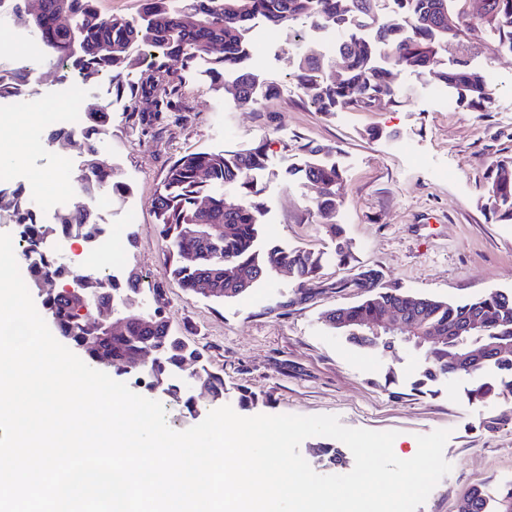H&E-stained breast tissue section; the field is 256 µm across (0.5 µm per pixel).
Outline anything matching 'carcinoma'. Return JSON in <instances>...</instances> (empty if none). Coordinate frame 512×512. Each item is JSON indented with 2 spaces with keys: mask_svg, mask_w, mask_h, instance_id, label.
<instances>
[{
  "mask_svg": "<svg viewBox=\"0 0 512 512\" xmlns=\"http://www.w3.org/2000/svg\"><path fill=\"white\" fill-rule=\"evenodd\" d=\"M35 25L48 63L64 79H81L85 85L102 80L112 84L116 96L130 99L154 97V119L163 112L179 111L182 88L180 75L167 68L166 59L176 57L188 65L208 59L213 80L222 82L228 72L235 74L231 86L237 101L256 104L270 96L273 88L244 66L250 57L249 33L261 21L272 29L302 21L312 31L342 34L336 53L344 69L334 80L320 76L321 60L312 48L299 63L297 82L303 95L321 111L333 113L352 107L358 92L370 104L391 102L399 94L396 71L410 68L429 75L457 92V102L481 109L492 98V84L480 70L460 58L451 67L438 68L441 52L463 43L478 45L484 29L499 33L500 41L512 48V0H390L391 19L380 22L370 34L367 21L375 20L378 0H142L139 17L104 15L98 0H39ZM141 69L138 84L126 81L134 69ZM24 60L0 64V98L12 97L29 74ZM85 128L79 148L84 169L78 175L82 194L109 190L120 199L125 186L114 170H106L98 159L100 136L109 133L112 114L85 113ZM308 159L290 164L286 173L298 175L314 185L317 195L312 210L327 217L340 204L339 189L344 171L323 159L328 150L306 145ZM266 144L235 152L206 151L184 154L169 165L159 192L153 199L158 233L166 244L169 274L180 286L202 294L203 284L218 289L217 298L239 297L282 266L303 288L319 279L322 256L303 249H257L263 203L254 190V175L265 170ZM512 157L499 161L488 174L484 206L500 221L512 224ZM36 194L19 185L0 184V222L11 224L21 241V255L29 260L28 284L46 278L55 288L41 297L58 336L80 351L92 363L105 368L125 367L140 349L153 346L160 355L146 371L130 374L136 385H144L183 404L187 414H200L196 396L204 394L213 404H224V376L202 364L200 350L170 331L161 305L160 286L153 288L156 307L140 319L126 323L123 332L107 335L98 312L102 307L117 310L135 302L141 273L130 269L116 278L99 268L77 279L69 264L48 251L47 243L65 234L70 240L89 243L99 232L91 210L81 204L57 211L45 219V207L34 203ZM190 224H205L209 239L184 235ZM328 234L335 240L336 261L346 264L351 250L344 230L330 224ZM196 251L199 260L183 261V254ZM369 284L361 287L363 299L341 309L346 320L376 316L385 305L409 297L398 288L383 286L377 271L359 272ZM82 282L83 297H74L67 286ZM417 313L433 327L453 331L472 323L474 334L487 345H512V292L490 291L460 301L414 297ZM424 365L411 386L422 391L428 383L451 374L461 347L452 337L445 345L422 347ZM481 380L466 389L471 402H488L512 395V349L501 357L492 355L478 367L463 372ZM512 507V485L491 502L479 488L472 489L458 505V512H507Z\"/></svg>",
  "mask_w": 512,
  "mask_h": 512,
  "instance_id": "obj_1",
  "label": "carcinoma"
}]
</instances>
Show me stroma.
Instances as JSON below:
<instances>
[{"label":"stroma","instance_id":"stroma-1","mask_svg":"<svg viewBox=\"0 0 512 512\" xmlns=\"http://www.w3.org/2000/svg\"><path fill=\"white\" fill-rule=\"evenodd\" d=\"M299 56L288 27L252 53L248 68L278 88L255 106L239 105L215 84L206 61L186 70L180 59H168L183 76L181 109L159 123L133 120V101L116 96L108 82L83 88L85 111L112 114L99 158L128 187L120 202L102 193L88 200L91 209L109 212L113 226L112 255L103 265L121 275L132 268L143 275L141 293L124 314L136 318L151 310L152 288L162 284L172 332L199 347L205 365L223 374L226 405H235L236 387L245 386L257 394L260 414H329L351 428L393 431L394 452L405 460L416 454L418 436L449 430L444 457L451 470L416 512H457L459 500L475 487L496 497L512 484V395L469 402L464 390L471 379L464 375L412 391L423 366L420 350L405 343L392 355L364 349L328 328L323 317L359 302L348 282L366 268L379 271L384 284L442 300L512 290V224L496 221L482 207L487 172L499 158L512 156V52L488 30L467 55L473 67L495 78L485 109L453 99L441 103L430 93L433 79L403 69L396 76V102L332 115L303 99L295 81ZM63 85L51 65H37L27 109L38 120L22 117L0 127V164L22 180L48 176L56 196L81 165L77 148L44 143L52 112L66 107L59 96ZM261 141L267 169L256 177L265 206L259 246L322 254L318 282L302 290L293 277L275 274L224 301L183 290L166 270L152 207L170 162L188 152L237 150ZM308 143L329 148V160L345 173L343 204L332 217L350 243L352 258L345 265L336 264L334 241L309 214L314 186L285 173ZM391 371L398 382L389 386Z\"/></svg>","mask_w":512,"mask_h":512}]
</instances>
